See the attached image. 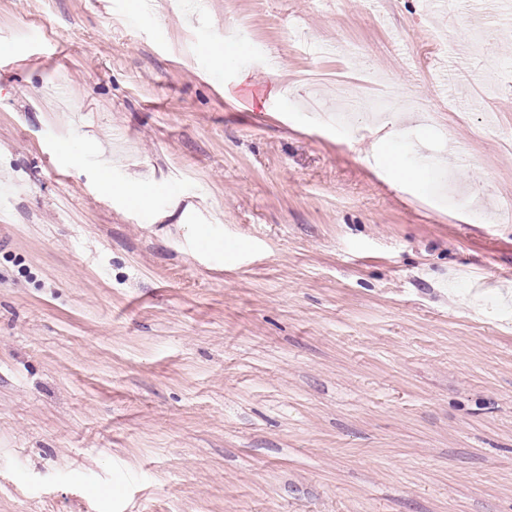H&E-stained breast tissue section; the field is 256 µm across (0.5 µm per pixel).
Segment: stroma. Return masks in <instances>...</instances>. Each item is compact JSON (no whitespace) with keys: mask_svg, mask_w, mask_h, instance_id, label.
<instances>
[{"mask_svg":"<svg viewBox=\"0 0 512 512\" xmlns=\"http://www.w3.org/2000/svg\"><path fill=\"white\" fill-rule=\"evenodd\" d=\"M150 2L0 0V512H512V10ZM105 188L109 192H118L125 197H130L134 204L142 207H146L151 203L152 200V188L150 184L141 182L129 186H115L108 181L104 183Z\"/></svg>","mask_w":512,"mask_h":512,"instance_id":"35a3bbf8","label":"stroma"}]
</instances>
